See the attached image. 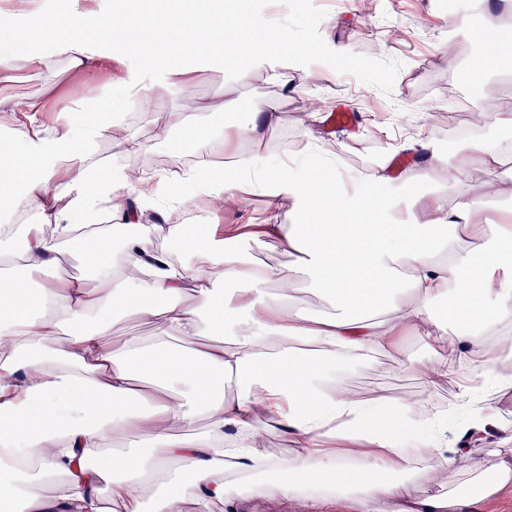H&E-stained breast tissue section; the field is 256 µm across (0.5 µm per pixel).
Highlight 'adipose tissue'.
Wrapping results in <instances>:
<instances>
[{
	"instance_id": "adipose-tissue-1",
	"label": "adipose tissue",
	"mask_w": 512,
	"mask_h": 512,
	"mask_svg": "<svg viewBox=\"0 0 512 512\" xmlns=\"http://www.w3.org/2000/svg\"><path fill=\"white\" fill-rule=\"evenodd\" d=\"M227 0L208 23L182 0H168L154 18L146 0H126L109 19L72 20L66 27L34 20L15 28L0 13V81L12 79L16 47L38 40L45 51L30 66L51 70L56 59L94 73L114 55L137 53L162 69L174 59L207 56L236 67L263 68L281 51L301 57L284 31L253 26ZM481 52L469 81L512 67V48L494 22L479 33ZM159 86L124 79L107 103L87 113L62 96L11 99L0 138V499L10 512H236L224 486L233 469L249 476L242 496L279 503L311 497L345 512H389L416 465L440 482L459 448L444 439L446 413L381 390L365 392L328 380L336 362L373 363L413 337L428 349L429 385L449 379L456 364L484 383L459 380L458 404L472 427L490 425L487 389L512 387V226L488 235L473 217L483 194L512 179L503 151L476 143L445 170L449 184L479 185L458 203L428 200L426 222L409 220L403 195L428 181L437 155L430 140L415 144L420 162L398 179L373 175L354 192L340 188L333 167L303 173L249 155L240 169L200 166L172 178L160 171H101L97 147L119 134L124 151L146 145L168 120L153 106ZM135 107L143 126L114 120ZM50 113L51 124L40 117ZM276 106L255 104L244 124L216 140L198 131L195 153L253 145L278 127ZM250 186L292 197L290 223L247 233L257 248L278 246L288 263L256 264L226 249L216 226L173 224L175 205L208 195L212 210ZM110 220L85 235L79 249L96 289L56 276L61 245L98 209ZM24 225L22 264L14 229ZM163 230L194 264L169 263L158 273L138 262ZM312 277L331 310L312 315L293 298ZM132 318L149 328L123 349L112 329ZM271 430L289 434L294 455L272 459L257 443ZM350 440L330 448L327 437ZM157 490H150L152 479Z\"/></svg>"
}]
</instances>
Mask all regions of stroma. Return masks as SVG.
<instances>
[{
  "mask_svg": "<svg viewBox=\"0 0 512 512\" xmlns=\"http://www.w3.org/2000/svg\"><path fill=\"white\" fill-rule=\"evenodd\" d=\"M439 0H376L372 15L360 14L359 0H249L251 21L274 30H286L291 40L306 46L307 53L293 61L280 56L275 68L287 69L293 84L291 92L267 74L242 76L216 60L201 57L180 62L175 73L150 67L139 55L128 53L111 68L86 75L58 63L55 69L36 74L19 66L13 81L0 85V100L39 93L62 95L80 106H94L110 97L115 75L144 84L163 83L167 90L154 103L158 111L172 114V125L165 135L150 139L138 155L127 156L114 142H107L100 159L150 166L154 159L168 160L172 170L183 167L193 151L192 140L178 113L185 98L207 104L223 103V110L212 112L208 131L223 135L225 129L243 123L252 104L273 102L281 114L279 126L260 145L244 142L219 161L231 169L241 157L260 151L266 158L305 166L310 150L320 159H331L343 184L362 181L377 167L384 148H400L407 141L429 137L437 151L440 167L460 162L470 141L496 145L512 140V70L494 71L482 81H464L463 71L480 45L476 32L483 16L471 0H455V13L445 16ZM118 0H0V11L12 14L15 26H28L32 17L50 20L74 16L107 18L118 11ZM454 48L452 62H444L442 45ZM469 101L472 111H485V122L475 137L454 133L439 123L438 115H452L460 101ZM347 104L361 114L358 126L330 132L325 120L339 104ZM242 204L225 205L214 213L207 197H197L189 216L201 225L260 224L270 215L287 223L295 206L293 199L281 197L269 203L266 194L247 192ZM410 366L393 361L383 366L362 362L341 365L337 380L366 389H382L403 398L449 405L457 400L455 383L444 381L431 386L418 370L427 365V351L413 339L402 342ZM497 425L471 444L468 455L458 458L448 471V484L458 490V506L448 512H512V485L470 503L471 492L464 483L472 470L489 463L512 466V443L502 440V428L512 427V388L491 393Z\"/></svg>",
  "mask_w": 512,
  "mask_h": 512,
  "instance_id": "1",
  "label": "stroma"
}]
</instances>
